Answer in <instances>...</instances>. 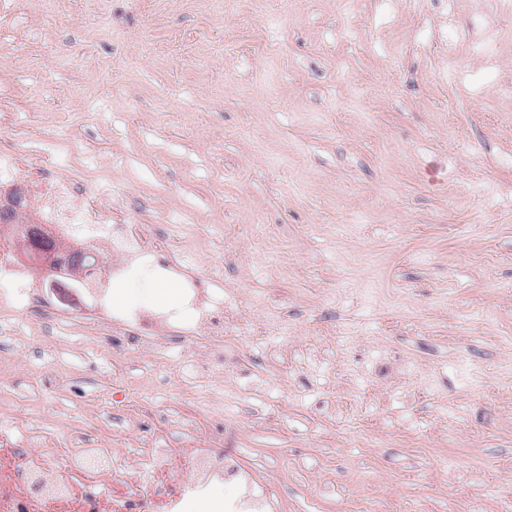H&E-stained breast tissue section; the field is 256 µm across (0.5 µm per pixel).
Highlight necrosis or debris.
<instances>
[{
	"label": "necrosis or debris",
	"instance_id": "1",
	"mask_svg": "<svg viewBox=\"0 0 512 512\" xmlns=\"http://www.w3.org/2000/svg\"><path fill=\"white\" fill-rule=\"evenodd\" d=\"M31 188L48 236L78 225L90 255H98L100 242L109 238L124 248L130 262L189 263V249L169 250L165 236H152L146 225L116 229L92 219L91 207L109 201L106 191L91 204L67 181L38 175ZM62 272L59 263L19 255L14 236L0 229V374L26 354L36 337L73 332L111 342L116 359L132 347L151 357L166 346L190 387L200 374L223 373L225 337L254 338L253 328L227 317L230 298L222 280L195 290L194 319L184 325L138 308L103 318L93 299L68 306L49 303L44 290ZM10 398V388L1 387L0 422L6 428L0 432V512H178L185 499L226 476L239 487L234 512H272L266 487L251 471L223 447L201 444L203 422L197 415L166 402L151 407L164 434L139 449V463L131 470L125 458L85 435L71 437L70 448L60 449L38 424L11 417Z\"/></svg>",
	"mask_w": 512,
	"mask_h": 512
}]
</instances>
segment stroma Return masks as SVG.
<instances>
[{"label":"stroma","instance_id":"35a3bbf8","mask_svg":"<svg viewBox=\"0 0 512 512\" xmlns=\"http://www.w3.org/2000/svg\"><path fill=\"white\" fill-rule=\"evenodd\" d=\"M468 31L448 49L444 23ZM105 175L116 224L188 214L201 285L287 318L278 390L183 389L111 346L34 344L14 406L59 440L158 434L164 376L282 512H512V12L500 0H0V146Z\"/></svg>","mask_w":512,"mask_h":512}]
</instances>
